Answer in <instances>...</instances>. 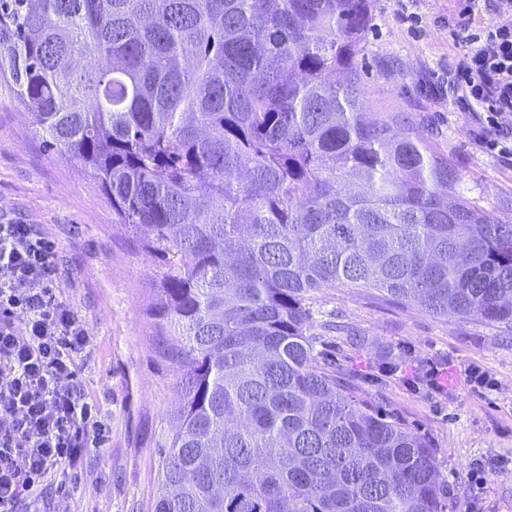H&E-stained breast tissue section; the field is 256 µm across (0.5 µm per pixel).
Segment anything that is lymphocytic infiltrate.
I'll list each match as a JSON object with an SVG mask.
<instances>
[{"label":"lymphocytic infiltrate","instance_id":"obj_1","mask_svg":"<svg viewBox=\"0 0 512 512\" xmlns=\"http://www.w3.org/2000/svg\"><path fill=\"white\" fill-rule=\"evenodd\" d=\"M471 37L457 62L454 100L481 108L489 147L512 155V0ZM53 246L31 225L0 223V512L34 497L38 485L74 465L101 434L76 384L74 357L90 344L73 308L55 291ZM23 326H16V315Z\"/></svg>","mask_w":512,"mask_h":512}]
</instances>
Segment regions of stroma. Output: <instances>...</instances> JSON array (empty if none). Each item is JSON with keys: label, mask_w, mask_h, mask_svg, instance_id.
I'll list each match as a JSON object with an SVG mask.
<instances>
[{"label": "stroma", "mask_w": 512, "mask_h": 512, "mask_svg": "<svg viewBox=\"0 0 512 512\" xmlns=\"http://www.w3.org/2000/svg\"><path fill=\"white\" fill-rule=\"evenodd\" d=\"M479 0L464 24L450 0H374L359 58L373 111L412 120L447 153L460 188L494 219L512 224V156L476 139L474 113L453 102L448 75L469 48L467 33L495 19ZM31 225L50 241L60 298L91 345L75 359L77 380L106 427L101 447L42 487L40 512H151L156 448L173 430L180 378L151 309L162 263L112 219V207L75 160L49 148L0 79V220ZM311 331L330 369L361 397L400 417L434 450L443 512H512V334L480 316L437 317L356 288H327L311 302ZM399 358L389 375L379 362ZM444 368L443 391L424 375ZM485 376L477 384L470 369ZM483 488H475V477Z\"/></svg>", "instance_id": "stroma-1"}]
</instances>
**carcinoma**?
<instances>
[{
    "instance_id": "cac0c4a2",
    "label": "carcinoma",
    "mask_w": 512,
    "mask_h": 512,
    "mask_svg": "<svg viewBox=\"0 0 512 512\" xmlns=\"http://www.w3.org/2000/svg\"><path fill=\"white\" fill-rule=\"evenodd\" d=\"M373 0H0V77L161 257L182 372L152 512H442L433 448L320 360L365 288L512 333V224L357 66Z\"/></svg>"
}]
</instances>
